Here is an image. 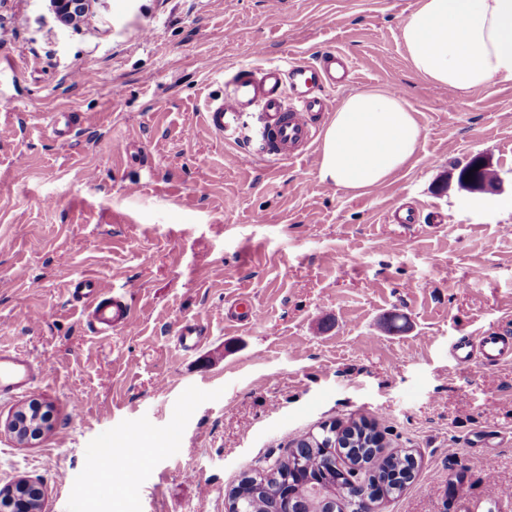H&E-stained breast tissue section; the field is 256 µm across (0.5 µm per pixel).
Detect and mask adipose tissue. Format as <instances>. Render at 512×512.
Returning a JSON list of instances; mask_svg holds the SVG:
<instances>
[{"label":"adipose tissue","mask_w":512,"mask_h":512,"mask_svg":"<svg viewBox=\"0 0 512 512\" xmlns=\"http://www.w3.org/2000/svg\"><path fill=\"white\" fill-rule=\"evenodd\" d=\"M401 38L413 71L466 95L512 81V0H418ZM421 129L395 91L350 93L322 140L319 177L348 192L372 189L415 155Z\"/></svg>","instance_id":"obj_1"}]
</instances>
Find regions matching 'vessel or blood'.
Listing matches in <instances>:
<instances>
[{"label":"vessel or blood","instance_id":"vessel-or-blood-1","mask_svg":"<svg viewBox=\"0 0 512 512\" xmlns=\"http://www.w3.org/2000/svg\"><path fill=\"white\" fill-rule=\"evenodd\" d=\"M352 69L350 59L331 51L320 62L284 60L237 73L226 91L211 98L203 114L206 127L224 141H247L273 163L295 159L310 150L317 137L315 114L327 111L329 92L342 86ZM86 304L87 317L101 335L130 329L133 315L126 296L113 294L101 281L80 278L69 288ZM458 365L493 366L512 357V336L485 331L455 345ZM45 361L0 348V395L30 391L45 371Z\"/></svg>","mask_w":512,"mask_h":512}]
</instances>
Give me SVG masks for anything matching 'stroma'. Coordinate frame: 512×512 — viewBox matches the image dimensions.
<instances>
[{
	"mask_svg": "<svg viewBox=\"0 0 512 512\" xmlns=\"http://www.w3.org/2000/svg\"><path fill=\"white\" fill-rule=\"evenodd\" d=\"M417 3L96 0L72 30L47 0H0V91L17 100L0 111V346L47 364L0 397V488L40 484L42 512H228L295 438L363 418L417 462L381 512H461L463 496L508 512L512 359L469 370L450 348L512 336V212L456 181L479 154L512 197V81L461 96L418 77L400 37ZM328 49L354 62L335 101L396 88L422 130L362 195L320 180V145L243 159L201 120L238 71ZM53 112L72 114L66 138ZM397 204L419 223H393ZM83 276L127 295L132 330L94 332L68 292ZM239 301L260 321L225 320ZM185 325L198 351L177 347ZM34 399L53 427L21 445L5 424ZM109 440L147 452L90 488L77 474Z\"/></svg>",
	"mask_w": 512,
	"mask_h": 512,
	"instance_id": "35a3bbf8",
	"label": "stroma"
}]
</instances>
